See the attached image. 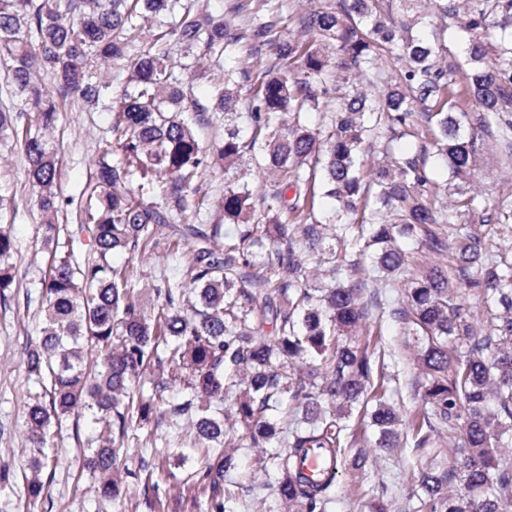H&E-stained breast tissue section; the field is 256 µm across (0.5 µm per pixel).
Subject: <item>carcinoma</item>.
<instances>
[{"label":"carcinoma","mask_w":512,"mask_h":512,"mask_svg":"<svg viewBox=\"0 0 512 512\" xmlns=\"http://www.w3.org/2000/svg\"><path fill=\"white\" fill-rule=\"evenodd\" d=\"M376 2L227 0L216 15L205 0H0V57L22 98L20 110H0V140L16 138L25 156L49 254L43 322L24 347L31 505L47 499L53 427L89 415L97 435L85 467L100 496L119 498L132 479L150 512L165 510L173 473L144 451L155 431L125 441L164 422L177 437L188 424L200 451L182 491L203 495L202 512H238L255 491L230 439L284 448L258 461L276 498L288 512H327L339 469L368 460L350 451L353 425L365 423L374 447L395 450L403 430L420 451L416 503L392 512H512V453L502 452L512 447V264L502 256L512 190L489 205L463 186L481 138L512 164V0H402L423 4L442 32L465 6V69L443 40L410 35L413 17H386ZM177 51L213 75L207 98L188 96ZM109 92L116 117L67 196L53 144L62 105ZM217 112L224 136L204 142L195 125ZM242 114L250 140L234 124ZM402 138L413 151L395 153ZM366 142L379 156L368 168ZM246 160L273 192L229 182L204 207L206 177ZM437 168L448 202L433 191ZM318 190L335 202L320 219ZM73 209L89 235L82 261L81 239L61 238L60 214ZM405 239L448 264L414 262ZM16 252L0 221L4 301ZM119 253L182 269L143 288L137 265L112 264ZM309 256L327 265L322 286L310 283ZM384 323L421 337L420 406L408 417ZM313 451L332 469L311 478ZM131 455L137 468L120 466Z\"/></svg>","instance_id":"1"}]
</instances>
